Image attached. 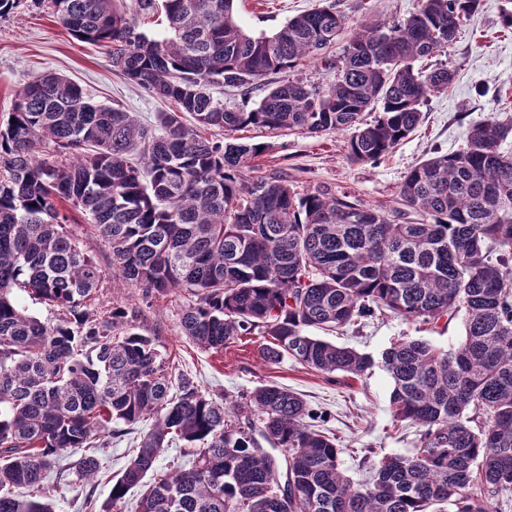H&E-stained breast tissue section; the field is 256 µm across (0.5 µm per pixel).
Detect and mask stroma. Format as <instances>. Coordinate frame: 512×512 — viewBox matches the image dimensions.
Returning <instances> with one entry per match:
<instances>
[{
	"instance_id": "stroma-1",
	"label": "stroma",
	"mask_w": 512,
	"mask_h": 512,
	"mask_svg": "<svg viewBox=\"0 0 512 512\" xmlns=\"http://www.w3.org/2000/svg\"><path fill=\"white\" fill-rule=\"evenodd\" d=\"M348 19L346 32L328 50L339 60L352 32L378 20L396 22L414 12L418 0H333ZM319 0H236L238 23L253 35H271L292 17L311 10ZM512 12V0H480L477 13L449 43L445 61L454 73L447 91L424 103V121L391 153L375 163L352 161L347 153L349 132L323 135L290 131L266 132L249 128L221 132V139L243 138L262 142L267 152L256 163L255 173L286 174L298 189L316 186L355 192L370 204H392L406 172L427 158L433 149L451 153L464 143L472 124L491 117H512V27L504 16ZM43 72L67 76L82 87L93 102L115 104L136 113L145 125L154 124L158 113L170 111L167 101L148 96L118 76L105 48L76 39L45 7L24 0L15 13L0 18V116L11 112L16 92ZM72 233L101 267L104 280L94 308L107 313L114 305L135 308L137 332L156 337L160 349L171 353L178 371L192 378L199 388L228 403L256 387L276 383L299 394L310 408L324 412L323 427L342 450L341 463L353 482L367 478V449L377 454H407L414 447L412 429L398 426L390 405L392 384L387 374L375 368L363 378L327 375L294 360L269 362L262 350L268 340L260 335L248 342L233 343L224 351L205 350L182 333L181 316L187 303L178 289L142 298L138 289L123 286L112 277V255L90 225L75 224ZM409 336L430 341L440 348L457 345L464 337L462 319L450 324L428 325L380 315L348 325L325 338L357 351L379 355L392 342ZM147 424L115 439L105 464L92 481L67 475L49 484V497L56 512H98L108 496L111 479L121 472Z\"/></svg>"
}]
</instances>
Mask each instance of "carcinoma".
Returning <instances> with one entry per match:
<instances>
[{
  "label": "carcinoma",
  "instance_id": "obj_1",
  "mask_svg": "<svg viewBox=\"0 0 512 512\" xmlns=\"http://www.w3.org/2000/svg\"><path fill=\"white\" fill-rule=\"evenodd\" d=\"M234 2L42 0L76 38L108 48L114 72L175 109L149 128L45 72L0 123V512H54L50 475L92 479L100 449L148 419L102 512L137 486L139 512H496L512 490V154L501 149L512 120L475 123L462 149L421 161L393 208L300 192L277 172L253 178L265 144L201 135L348 131L351 160L376 163L448 89L447 66L415 63L446 52L479 0H419L403 20L362 29L322 89L265 77L322 56L344 15L318 7L254 37ZM215 84L261 97L228 107ZM73 210L121 281L146 297L187 294L181 325L200 347L260 334L271 362L354 378L381 368L394 417L416 426L413 452L382 456L357 484L300 395L262 385L231 407L206 395L135 331L136 310L93 312L103 274L65 231ZM18 290L63 318L43 323ZM378 313H460L465 337L446 349L404 337L375 358L313 334ZM180 443L196 458L158 470ZM64 452L76 457L61 467Z\"/></svg>",
  "mask_w": 512,
  "mask_h": 512
}]
</instances>
